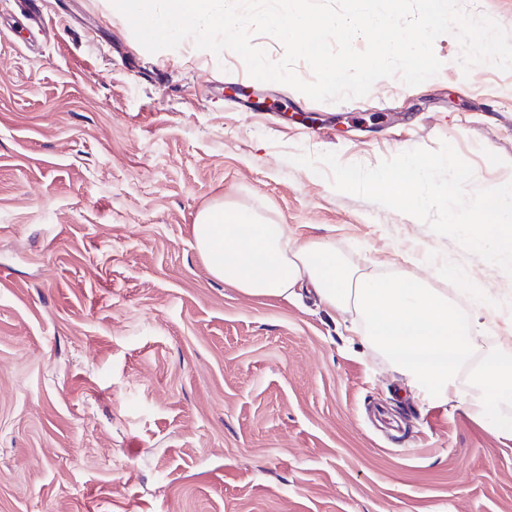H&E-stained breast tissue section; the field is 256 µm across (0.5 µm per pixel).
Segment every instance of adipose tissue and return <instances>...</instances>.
I'll return each mask as SVG.
<instances>
[{"label":"adipose tissue","instance_id":"ef3b65f1","mask_svg":"<svg viewBox=\"0 0 512 512\" xmlns=\"http://www.w3.org/2000/svg\"><path fill=\"white\" fill-rule=\"evenodd\" d=\"M210 274L251 297L291 298L313 293L329 310L356 311L358 333L417 387L423 399L447 398L512 439V348L477 352L475 335L494 326L498 310L476 316L453 307L447 293L417 276L368 279L329 243L291 244L283 225L230 203L204 208L193 226ZM480 360L477 391L460 389L464 369Z\"/></svg>","mask_w":512,"mask_h":512}]
</instances>
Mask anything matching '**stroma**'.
I'll use <instances>...</instances> for the list:
<instances>
[{"label":"stroma","instance_id":"stroma-1","mask_svg":"<svg viewBox=\"0 0 512 512\" xmlns=\"http://www.w3.org/2000/svg\"><path fill=\"white\" fill-rule=\"evenodd\" d=\"M0 0V512H512V440L407 379L315 296L209 273L193 225L230 202L454 307L512 276L294 156L368 167L450 143L471 189L512 181V72L383 78L318 102L244 61L148 52L112 0Z\"/></svg>","mask_w":512,"mask_h":512}]
</instances>
